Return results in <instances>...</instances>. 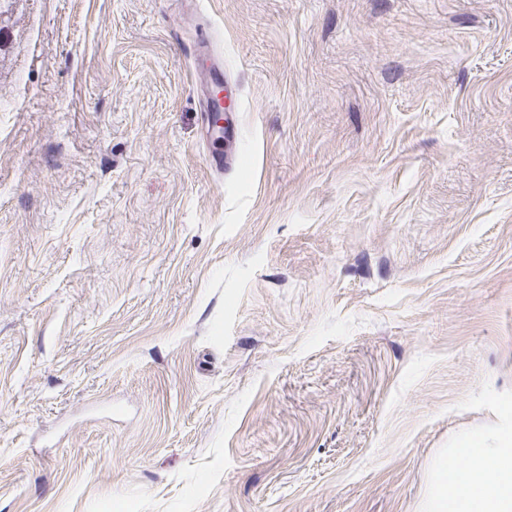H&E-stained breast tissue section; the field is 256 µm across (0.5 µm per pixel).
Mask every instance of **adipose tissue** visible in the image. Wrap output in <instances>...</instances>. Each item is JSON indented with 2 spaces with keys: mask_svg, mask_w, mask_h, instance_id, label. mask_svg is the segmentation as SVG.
<instances>
[{
  "mask_svg": "<svg viewBox=\"0 0 512 512\" xmlns=\"http://www.w3.org/2000/svg\"><path fill=\"white\" fill-rule=\"evenodd\" d=\"M427 512H512V427L468 435L449 449Z\"/></svg>",
  "mask_w": 512,
  "mask_h": 512,
  "instance_id": "obj_1",
  "label": "adipose tissue"
}]
</instances>
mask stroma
Instances as JSON below:
<instances>
[{"mask_svg": "<svg viewBox=\"0 0 512 512\" xmlns=\"http://www.w3.org/2000/svg\"><path fill=\"white\" fill-rule=\"evenodd\" d=\"M510 425L512 0H0V512H424ZM201 35L197 38V43L193 47L190 57L196 65L195 77L201 75L200 85L204 88L203 98L200 101L202 112L205 113V131L207 137L218 141H233L238 135V120L234 108H226L224 110L223 92L226 93L225 98L229 101L233 100L232 91L224 84V68L211 60L213 53V44L206 33V26L199 25ZM199 65V70L197 67ZM210 112H222V118L216 122H211ZM225 112V113H224ZM221 122L220 124L218 122Z\"/></svg>", "mask_w": 512, "mask_h": 512, "instance_id": "35a3bbf8", "label": "stroma"}]
</instances>
